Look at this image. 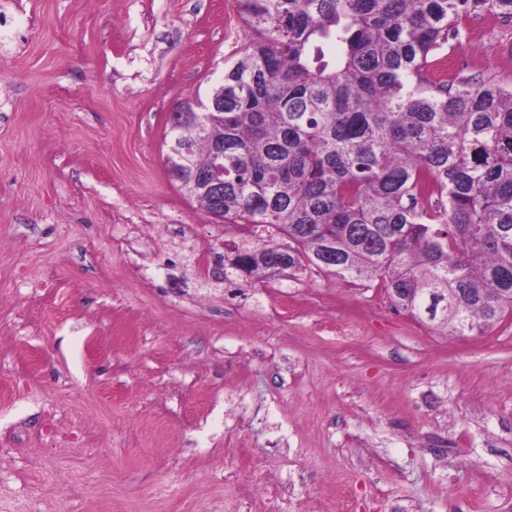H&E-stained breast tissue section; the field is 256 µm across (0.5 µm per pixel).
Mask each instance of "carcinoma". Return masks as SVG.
Here are the masks:
<instances>
[{
    "label": "carcinoma",
    "mask_w": 512,
    "mask_h": 512,
    "mask_svg": "<svg viewBox=\"0 0 512 512\" xmlns=\"http://www.w3.org/2000/svg\"><path fill=\"white\" fill-rule=\"evenodd\" d=\"M248 37L195 122L167 118L170 176L226 224L224 277L313 266L379 281L445 336L512 316V83L435 78L463 21L512 0H235Z\"/></svg>",
    "instance_id": "cac0c4a2"
}]
</instances>
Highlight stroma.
Here are the masks:
<instances>
[{"instance_id":"obj_1","label":"stroma","mask_w":512,"mask_h":512,"mask_svg":"<svg viewBox=\"0 0 512 512\" xmlns=\"http://www.w3.org/2000/svg\"><path fill=\"white\" fill-rule=\"evenodd\" d=\"M245 41L234 0H0V512H512V318L441 335L383 289L224 276L240 233L165 164ZM447 57L512 82V26ZM88 413L52 431L50 413Z\"/></svg>"}]
</instances>
